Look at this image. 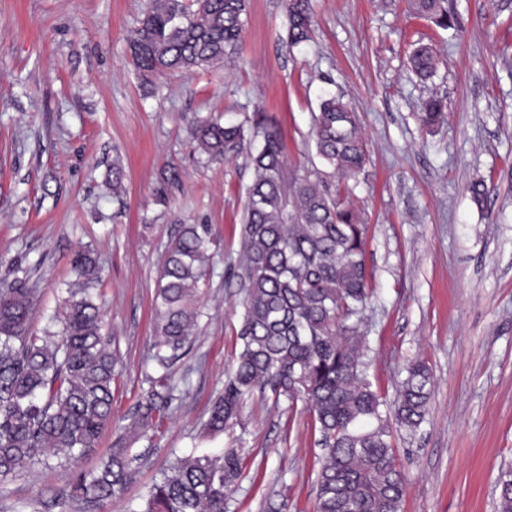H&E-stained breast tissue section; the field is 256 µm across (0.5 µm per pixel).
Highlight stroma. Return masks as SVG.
Returning a JSON list of instances; mask_svg holds the SVG:
<instances>
[{"instance_id":"35a3bbf8","label":"stroma","mask_w":512,"mask_h":512,"mask_svg":"<svg viewBox=\"0 0 512 512\" xmlns=\"http://www.w3.org/2000/svg\"><path fill=\"white\" fill-rule=\"evenodd\" d=\"M309 42L286 46L285 0H250L235 65L144 78L128 45L149 0H0V278L30 269L42 330L71 280L75 250L103 267L104 323L123 363L112 418L134 410L154 343L157 269L179 224L210 229V274L176 400L152 439L132 445L133 480L101 512H130L175 457L244 449L226 512H313L321 464L309 411L274 396L248 400L232 433L204 435L240 346L237 279L246 156L218 163L193 137L205 120L262 113L283 135L291 168L324 169L310 140L323 95L356 112L368 161L348 180L368 224L372 299L363 313L374 389L394 397L413 360L433 376L429 414L392 445L408 478L403 512H498L496 485L512 464V0H448L445 30L410 0H311ZM433 48L435 75L409 64ZM446 118H418L429 96ZM124 171L112 193V167ZM177 171L166 200L156 191ZM484 181L487 207L468 185ZM70 469L32 467L0 482V512L61 510L70 471L92 469L112 446Z\"/></svg>"}]
</instances>
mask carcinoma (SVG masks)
<instances>
[{
  "instance_id": "cac0c4a2",
  "label": "carcinoma",
  "mask_w": 512,
  "mask_h": 512,
  "mask_svg": "<svg viewBox=\"0 0 512 512\" xmlns=\"http://www.w3.org/2000/svg\"><path fill=\"white\" fill-rule=\"evenodd\" d=\"M417 13L448 27L447 0H415ZM286 44L311 39L310 0H287ZM248 18V0H150L130 41L133 64L145 76L184 73L233 59ZM413 70L432 76L438 59L420 45ZM445 119L439 97L423 103L422 124ZM261 138L251 155L255 178L243 210L244 260L235 276L245 288L238 331L240 351L211 408L207 435L236 424L254 393L271 391L289 407L302 403L320 435L314 512H402L407 477L391 445L390 422L413 432L424 422L432 372L423 361L407 368L390 412L367 379L362 313L369 299L367 225L341 195L338 181L367 160L357 115L328 95L313 114L322 173L288 167L280 132L257 115L250 126L209 120L195 138L214 161L240 155L247 136ZM212 238L205 224H179L159 267L154 294L152 356L161 373L145 375L127 426L115 429L112 448L89 471L70 477V498L96 509L125 493L133 472L127 434L150 438L175 400L173 373L193 347L200 316L198 290L210 271ZM59 309L39 336L33 327L39 288L20 266L0 280V480L35 465L60 467L95 453L112 422L117 357L105 332L96 287L97 253L75 252ZM58 330H51V326ZM242 472V449L222 455L178 457L153 481L133 512H226L227 495ZM498 512H512V469L501 473Z\"/></svg>"
}]
</instances>
